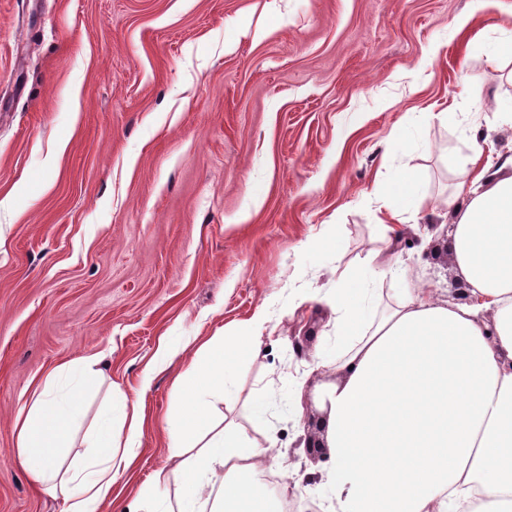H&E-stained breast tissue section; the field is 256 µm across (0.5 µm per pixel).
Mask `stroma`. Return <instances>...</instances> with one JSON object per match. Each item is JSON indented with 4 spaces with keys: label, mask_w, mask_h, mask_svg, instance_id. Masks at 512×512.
Instances as JSON below:
<instances>
[{
    "label": "stroma",
    "mask_w": 512,
    "mask_h": 512,
    "mask_svg": "<svg viewBox=\"0 0 512 512\" xmlns=\"http://www.w3.org/2000/svg\"><path fill=\"white\" fill-rule=\"evenodd\" d=\"M471 2L0 0V512H64L13 459L14 418L80 357L106 375L87 419L115 384L150 420L112 512L146 484L174 495L173 381L259 312L265 350L235 376L266 413L213 405L273 447L277 500L323 497L331 461L301 443L335 378L337 286L361 273L368 319L420 286L450 301L462 163L476 141L512 155V60L495 54L512 0ZM406 172L403 221L383 229L378 199ZM388 238L401 268L376 256ZM163 336L172 355L143 384Z\"/></svg>",
    "instance_id": "35a3bbf8"
}]
</instances>
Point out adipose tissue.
Returning <instances> with one entry per match:
<instances>
[{
	"label": "adipose tissue",
	"instance_id": "obj_1",
	"mask_svg": "<svg viewBox=\"0 0 512 512\" xmlns=\"http://www.w3.org/2000/svg\"><path fill=\"white\" fill-rule=\"evenodd\" d=\"M449 204L450 250L478 304L451 306L422 287L367 322L350 300L365 282L336 291L340 379L324 396L330 512H512V156L492 164L475 147ZM262 326L255 318L200 344L174 382L181 406L166 423L176 503L140 495L128 512H274L256 478L264 449L210 412L212 397L238 395L233 367L259 356ZM101 380L98 358L61 364L15 417L14 459L64 512H103L147 423L136 406L82 430L84 397ZM80 430L86 454L63 463Z\"/></svg>",
	"mask_w": 512,
	"mask_h": 512
}]
</instances>
